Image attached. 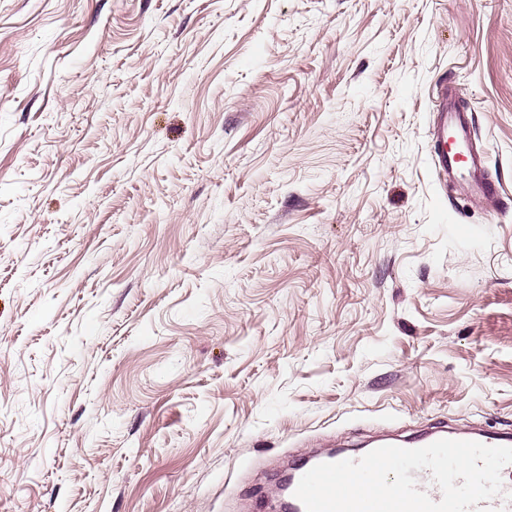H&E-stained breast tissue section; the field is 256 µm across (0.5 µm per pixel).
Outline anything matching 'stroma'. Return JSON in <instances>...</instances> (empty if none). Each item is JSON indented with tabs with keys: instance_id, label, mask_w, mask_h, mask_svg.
I'll list each match as a JSON object with an SVG mask.
<instances>
[{
	"instance_id": "obj_1",
	"label": "stroma",
	"mask_w": 512,
	"mask_h": 512,
	"mask_svg": "<svg viewBox=\"0 0 512 512\" xmlns=\"http://www.w3.org/2000/svg\"><path fill=\"white\" fill-rule=\"evenodd\" d=\"M448 422L512 430V0H0V512H275ZM432 127L434 163L439 176L454 184L465 177L471 197L490 204L502 200L501 186L488 173L483 153L473 145L467 112L456 103V92L447 83L438 85ZM448 139L452 148L448 151Z\"/></svg>"
}]
</instances>
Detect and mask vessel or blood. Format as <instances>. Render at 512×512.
<instances>
[{
  "mask_svg": "<svg viewBox=\"0 0 512 512\" xmlns=\"http://www.w3.org/2000/svg\"><path fill=\"white\" fill-rule=\"evenodd\" d=\"M434 115L431 135L434 140V163L439 176L451 184L466 179L471 197L489 203L500 202L502 189L490 176L482 152L473 145L468 115L460 111L456 103V92L447 84L438 86ZM442 439L512 447V435L508 433L446 429L400 440L399 445L415 449ZM471 512H512V479L504 483L502 494L492 500L479 502Z\"/></svg>",
  "mask_w": 512,
  "mask_h": 512,
  "instance_id": "1",
  "label": "vessel or blood"
}]
</instances>
